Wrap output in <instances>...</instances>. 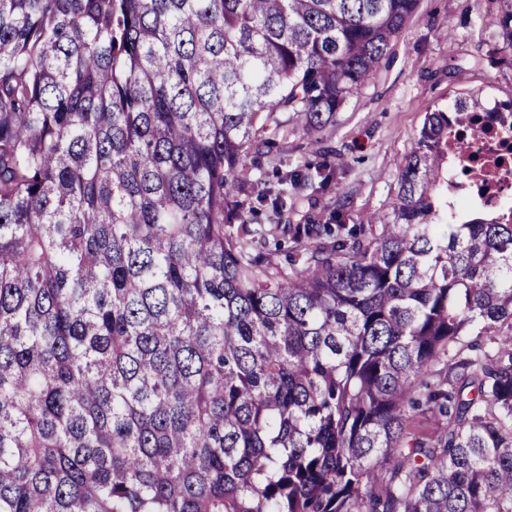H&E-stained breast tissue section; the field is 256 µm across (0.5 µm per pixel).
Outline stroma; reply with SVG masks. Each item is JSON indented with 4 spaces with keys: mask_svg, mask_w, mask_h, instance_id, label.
Returning a JSON list of instances; mask_svg holds the SVG:
<instances>
[{
    "mask_svg": "<svg viewBox=\"0 0 512 512\" xmlns=\"http://www.w3.org/2000/svg\"><path fill=\"white\" fill-rule=\"evenodd\" d=\"M500 9L501 0H417L375 78L350 94L332 118L318 156L336 172L331 188L307 187L284 219L259 218L273 260H285L275 247L289 245L288 225L325 223L341 206L356 222L391 212L399 171L426 113L453 109L464 99L488 108L512 100V53L504 50L496 26ZM269 139L270 153L248 170L257 190L274 172L292 171L307 159L296 115Z\"/></svg>",
    "mask_w": 512,
    "mask_h": 512,
    "instance_id": "1",
    "label": "stroma"
}]
</instances>
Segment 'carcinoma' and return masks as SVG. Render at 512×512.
<instances>
[{"label":"carcinoma","instance_id":"carcinoma-1","mask_svg":"<svg viewBox=\"0 0 512 512\" xmlns=\"http://www.w3.org/2000/svg\"><path fill=\"white\" fill-rule=\"evenodd\" d=\"M416 5L0 0V512H512V221L443 177L485 108L290 266L252 228L333 180L255 193L261 132L322 142Z\"/></svg>","mask_w":512,"mask_h":512}]
</instances>
